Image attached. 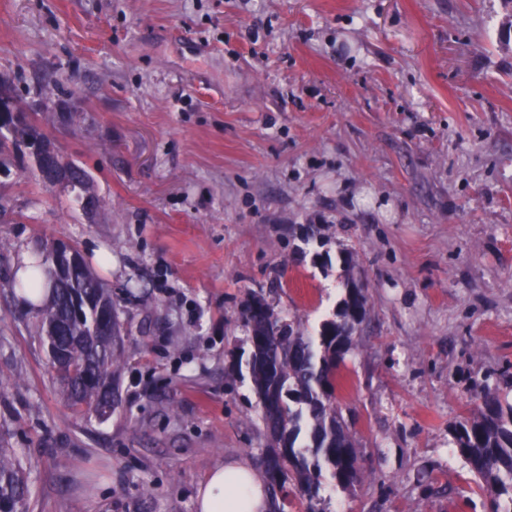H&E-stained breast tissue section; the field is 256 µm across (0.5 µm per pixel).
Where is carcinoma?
<instances>
[{"mask_svg": "<svg viewBox=\"0 0 512 512\" xmlns=\"http://www.w3.org/2000/svg\"><path fill=\"white\" fill-rule=\"evenodd\" d=\"M20 120L0 125V156L43 134L37 111L17 106ZM47 290L38 313L39 333L54 341L64 358L52 363L61 391L70 405L83 414L103 419L113 402L114 366L119 360L121 324L112 310V339L90 334L95 312L78 318L73 296L93 298L110 289L86 261L58 276L46 245H38L24 276L13 275L10 287L28 293L39 286ZM367 291L349 281L335 319L326 321L316 336L275 313L262 296L253 297L242 310L249 328V373L256 393L265 400L274 392L281 405L262 414L268 439L261 466L273 489L294 482L300 496L316 500L323 473L341 488L358 477L355 440L336 411L337 370L355 345V333L367 315ZM476 411L454 430L457 452L482 484L491 512H512V402L491 391L477 397ZM30 494L29 475L17 452L0 447V503H25Z\"/></svg>", "mask_w": 512, "mask_h": 512, "instance_id": "carcinoma-1", "label": "carcinoma"}]
</instances>
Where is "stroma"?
Segmentation results:
<instances>
[{
    "label": "stroma",
    "mask_w": 512,
    "mask_h": 512,
    "mask_svg": "<svg viewBox=\"0 0 512 512\" xmlns=\"http://www.w3.org/2000/svg\"><path fill=\"white\" fill-rule=\"evenodd\" d=\"M0 76L50 87L43 129L98 200L0 166V445L27 512H195L212 468L267 449L243 306L314 335L351 278L358 480L285 485L284 512H489L453 428L482 388L512 399V0H0ZM39 240L112 289L107 419L70 407L8 286ZM70 163L78 170L80 173V178L78 184L73 186L70 190L72 192H76L75 199L78 203L81 204L82 199L85 197V193H89L90 188V178L86 171L77 163L70 161ZM84 178L86 180H84ZM97 208V202L94 195H88L84 199V211L87 215H92ZM29 494V475L17 452L0 446V503L23 504Z\"/></svg>",
    "instance_id": "stroma-1"
}]
</instances>
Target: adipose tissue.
Returning a JSON list of instances; mask_svg holds the SVG:
<instances>
[{"label":"adipose tissue","instance_id":"1","mask_svg":"<svg viewBox=\"0 0 512 512\" xmlns=\"http://www.w3.org/2000/svg\"><path fill=\"white\" fill-rule=\"evenodd\" d=\"M197 512H267L265 487L254 468L245 461L214 467L201 485Z\"/></svg>","mask_w":512,"mask_h":512}]
</instances>
